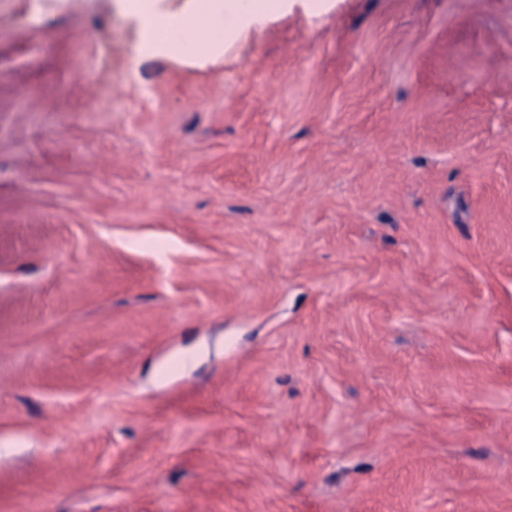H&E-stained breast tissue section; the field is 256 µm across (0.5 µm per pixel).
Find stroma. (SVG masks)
<instances>
[{
	"mask_svg": "<svg viewBox=\"0 0 512 512\" xmlns=\"http://www.w3.org/2000/svg\"><path fill=\"white\" fill-rule=\"evenodd\" d=\"M139 38L0 0V512H512V0Z\"/></svg>",
	"mask_w": 512,
	"mask_h": 512,
	"instance_id": "1",
	"label": "stroma"
}]
</instances>
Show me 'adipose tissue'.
<instances>
[{"instance_id": "1", "label": "adipose tissue", "mask_w": 512, "mask_h": 512, "mask_svg": "<svg viewBox=\"0 0 512 512\" xmlns=\"http://www.w3.org/2000/svg\"><path fill=\"white\" fill-rule=\"evenodd\" d=\"M298 6L320 11L326 9L327 0H186L183 8L174 13L161 12L157 0H122L124 12L142 29L140 50L172 59L187 58L192 52L190 32L198 23L209 24L212 36L208 48L216 55L251 25ZM161 25L170 31V38H157L156 29Z\"/></svg>"}]
</instances>
